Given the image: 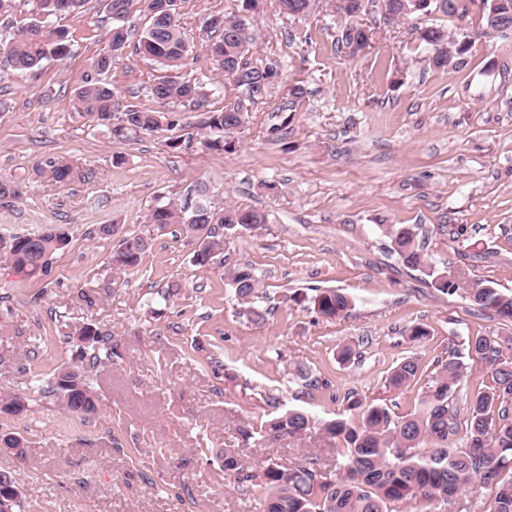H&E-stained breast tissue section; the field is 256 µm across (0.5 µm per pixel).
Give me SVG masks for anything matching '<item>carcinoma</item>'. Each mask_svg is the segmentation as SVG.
Returning <instances> with one entry per match:
<instances>
[{"label": "carcinoma", "instance_id": "obj_1", "mask_svg": "<svg viewBox=\"0 0 512 512\" xmlns=\"http://www.w3.org/2000/svg\"><path fill=\"white\" fill-rule=\"evenodd\" d=\"M148 1V25L141 32L137 50L166 70L151 86L153 98L161 104L189 101L203 106L207 92L202 84L178 75L188 52L181 31L180 0H142ZM54 2L39 0V17L9 38H0V68L28 71L50 58L62 60L71 54L68 29L55 25L52 18L80 12L86 0H69L66 9L56 8ZM133 2L107 0V11L111 13L117 8L122 18L112 20L106 33L107 47L92 61L73 97L75 111L97 125L106 126L115 116V93L103 76L112 70V63L127 46L130 30L126 20ZM278 2L281 12L292 18L310 14L316 5V0ZM255 6L256 0H242L241 9L224 13V26H207L215 35L208 49L216 70L232 78L234 88L239 90L236 98L225 102L221 109L205 113L202 127L209 132L205 146L212 150L223 151L233 144L232 134L243 125L249 105L262 99L270 82L279 79L282 73L281 60L276 57H267L259 65L245 59L256 43L248 18V12ZM325 7L341 20L338 48L352 57L371 47L374 28L366 25L365 17L378 8L384 10L385 21L392 24L412 16L434 14L448 18L452 28L424 26L417 39L428 50L425 64L450 72L466 66L477 41L490 38L492 21L512 24V0H326ZM164 124L170 128L177 126L176 114L131 106L122 113L120 125L112 129V135L120 138L129 131H153ZM35 172L62 185L86 177L70 159L50 160L36 167ZM147 221L155 227L184 225L199 242L193 263L205 269L224 249L225 226L260 225L266 223V217L249 208H219L209 203L186 216L168 202L152 208ZM385 234L403 266L424 272L444 294L464 291L474 310L512 323V296L490 285L467 284L456 275L436 270L417 244L416 226L388 224ZM69 244L68 233L56 229L16 236L12 245L14 269L26 276L45 275L49 256ZM148 250L147 238L127 234L112 251L110 260L118 271L135 274L142 269ZM228 281L241 303H251L259 288L253 268L230 269ZM313 302L319 315L326 319L350 307L349 297L335 289L316 290ZM80 336L92 349V365L121 357L117 347L98 345V330L87 326ZM506 348L512 349V336L477 333L464 338L461 348L449 351L448 359L432 377L422 409L414 414L396 418L382 405L353 400L349 410L358 411L357 423L337 418L323 425L324 431L340 442L334 448L333 471L313 459L288 468L270 463L256 474L248 470L233 449L224 451V469L235 472L239 483L258 487L259 512H397L394 505L419 496L426 501L424 512H447L438 510V499L447 498L450 491L459 496L473 483L478 481L486 486L491 480L496 491L491 493L488 512H512V479L500 478L504 469L512 468V360L504 355ZM467 358H476L489 369L493 385L465 397L466 436L465 443L459 445L448 439V432L458 431L459 385L467 373ZM419 372L418 359L406 357L391 370L389 384L402 389ZM49 392L57 395L71 413L91 414L97 410L83 364L57 372L49 382ZM311 428L307 414L291 410L266 422L260 437L263 444L272 446L287 437L301 436ZM0 512H23L16 481L2 474Z\"/></svg>", "mask_w": 512, "mask_h": 512}]
</instances>
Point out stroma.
Listing matches in <instances>:
<instances>
[{
	"instance_id": "1",
	"label": "stroma",
	"mask_w": 512,
	"mask_h": 512,
	"mask_svg": "<svg viewBox=\"0 0 512 512\" xmlns=\"http://www.w3.org/2000/svg\"><path fill=\"white\" fill-rule=\"evenodd\" d=\"M240 5L180 2L190 49L181 72L211 89L205 110L237 95L206 51V22ZM250 22L252 62L275 56L283 72L226 151L205 147L204 110L189 105H176L173 129L124 139L74 111L73 91L112 25L105 0L61 17L74 39L67 59L0 70V181L24 185L21 199L0 200V393L25 396L31 380L78 361L87 325L109 333L121 354L90 371L95 414L69 413L51 394L22 413L0 412V436L25 442L20 455L0 446V474L17 481L27 512H256L224 468L225 449L239 450L255 472L328 454L315 430L264 448L244 443L241 428L289 410L316 422L353 420L350 396L398 417L416 413L455 341L512 336V324L477 315L463 295L405 268L382 231L421 225L437 269L512 294V47L480 40L454 73L423 62L413 30L429 25L426 17L383 27L356 57L334 51L339 23L319 9L293 19L276 0H259ZM162 74L130 45L106 81L120 107L156 111L150 87ZM297 83L308 93L294 105L288 90ZM179 136L189 146L169 149ZM51 158L75 160L90 179L59 185L36 176L35 165ZM200 183L212 205L267 218L260 230L225 237L204 270L192 263L198 243L182 225L146 221L160 203L193 208ZM101 224L148 238L142 272L113 271L115 239L92 235ZM460 225L464 236L452 240ZM52 226L70 232L69 246L46 275L16 273L13 236ZM239 264L261 280L250 307L228 284ZM173 282L181 289L166 296ZM317 288L346 294L350 308L321 317ZM88 290L95 306L80 299ZM412 326L426 337L410 341ZM345 345L356 353L348 363L339 358ZM408 356L420 360L418 378L390 389V371Z\"/></svg>"
}]
</instances>
